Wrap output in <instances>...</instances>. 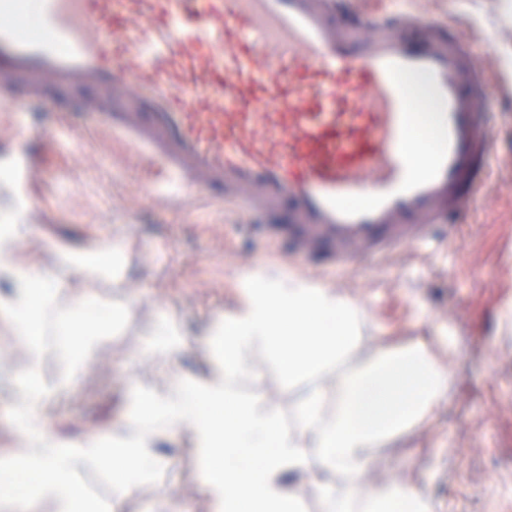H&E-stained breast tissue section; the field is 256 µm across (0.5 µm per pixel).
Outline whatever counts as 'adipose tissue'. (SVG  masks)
Listing matches in <instances>:
<instances>
[{"mask_svg": "<svg viewBox=\"0 0 512 512\" xmlns=\"http://www.w3.org/2000/svg\"><path fill=\"white\" fill-rule=\"evenodd\" d=\"M28 231L20 219L0 224V313L11 318L25 352L11 378L12 420L24 436L19 460L0 465V505L30 512L48 497L57 512H91L78 473L110 462L117 474L113 508L135 493L150 472L165 466L163 436L185 433L207 512H304L313 488L320 512H439L415 481H386L358 495V482L377 462V450L397 434L430 420L448 395L454 351L448 330L432 340H368L365 306L327 285L265 267L242 275L234 308L209 324L211 354L199 376L177 370L189 341L171 317L144 329L143 352L155 371L138 379L123 419L107 437L63 439L47 430L54 389L70 384L93 355L97 337L73 338L75 321L114 322L116 310L70 287L74 278L112 268L123 241L91 251L46 240L58 257L44 269L20 258L15 243ZM276 371L301 393L282 423L263 392L240 397L243 384Z\"/></svg>", "mask_w": 512, "mask_h": 512, "instance_id": "ef3b65f1", "label": "adipose tissue"}]
</instances>
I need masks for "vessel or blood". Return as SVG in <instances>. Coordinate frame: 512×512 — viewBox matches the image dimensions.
Masks as SVG:
<instances>
[{
    "instance_id": "vessel-or-blood-1",
    "label": "vessel or blood",
    "mask_w": 512,
    "mask_h": 512,
    "mask_svg": "<svg viewBox=\"0 0 512 512\" xmlns=\"http://www.w3.org/2000/svg\"><path fill=\"white\" fill-rule=\"evenodd\" d=\"M496 88L461 28L348 0H0V108L83 114L163 171L153 199L241 209L306 270L425 247L486 179Z\"/></svg>"
}]
</instances>
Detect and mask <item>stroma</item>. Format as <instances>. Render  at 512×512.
Listing matches in <instances>:
<instances>
[{
    "label": "stroma",
    "mask_w": 512,
    "mask_h": 512,
    "mask_svg": "<svg viewBox=\"0 0 512 512\" xmlns=\"http://www.w3.org/2000/svg\"><path fill=\"white\" fill-rule=\"evenodd\" d=\"M365 11L411 10L469 28V48L512 63V9L505 0H353ZM485 109L494 135L489 180L456 219L455 241L437 239L420 253H406L384 266H360L354 275L323 282L364 294L372 336H426L431 321L450 327L455 367L448 397L430 423L384 443L377 478L421 482L444 503V512H512V93H493ZM41 130L38 139L0 137V173L37 157L41 182L26 196L0 177V220L22 212L30 226L24 253L44 266L55 256L43 249L58 238L83 250L123 238L130 298L124 323L105 330L83 374L53 399L52 432L75 437L104 434L126 410L137 378L150 375L142 354V330L169 314L187 330L193 350L181 361L200 372V347L212 316L230 311L249 264L273 266L284 275L306 272L279 246L253 236L242 213L201 201L175 211L143 190L161 181L128 160L126 148L80 120L58 124L48 113L0 111V126ZM167 446L172 461L155 471L130 497L126 512H157L162 491L172 490L182 512H202L194 462L179 438Z\"/></svg>",
    "instance_id": "35a3bbf8"
}]
</instances>
